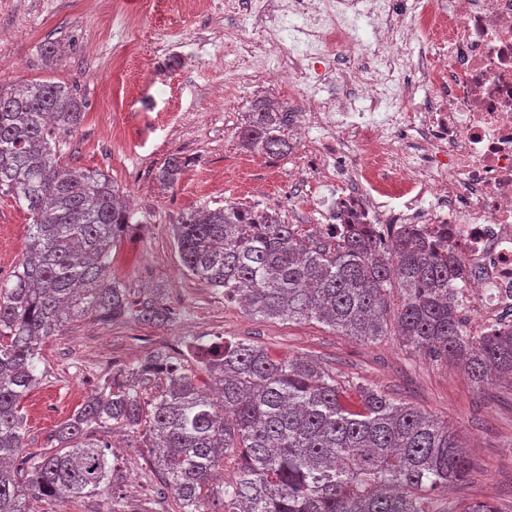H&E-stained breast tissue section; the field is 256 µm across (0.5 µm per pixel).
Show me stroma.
Masks as SVG:
<instances>
[{
    "label": "stroma",
    "instance_id": "35a3bbf8",
    "mask_svg": "<svg viewBox=\"0 0 512 512\" xmlns=\"http://www.w3.org/2000/svg\"><path fill=\"white\" fill-rule=\"evenodd\" d=\"M0 0V84L17 87L39 78L78 90L87 103L81 126L67 138L64 160L111 176L134 197L141 227L112 253L113 279L138 295L165 293L178 312L168 327L93 316L64 327L42 345L44 375L25 397L23 455L45 451L48 438L82 406L103 376L141 362L158 349L181 352L199 368L193 345L217 337L266 347L278 357L308 356L340 379L360 382L448 422L468 448L469 480L438 496V512L493 501L512 512V383L480 388L467 373L403 346L396 336L363 342L314 320H266L226 302L222 292L186 275L174 247L173 224L184 212L228 202L279 211L308 234L312 211L298 205L304 186L294 178L305 145L253 163L237 131L256 99L280 98L288 114L302 112V92L267 82L252 86L256 69H272L282 55L261 43L241 45L234 32L263 25L250 0L210 13L168 0ZM59 43L62 57L45 61L42 48ZM189 164L174 185L158 168L171 154ZM28 213L0 195V282L22 258ZM125 512H177L172 495L148 480L152 457L138 435L126 437L111 458Z\"/></svg>",
    "mask_w": 512,
    "mask_h": 512
}]
</instances>
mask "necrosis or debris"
<instances>
[{"mask_svg":"<svg viewBox=\"0 0 512 512\" xmlns=\"http://www.w3.org/2000/svg\"><path fill=\"white\" fill-rule=\"evenodd\" d=\"M265 3L263 42L288 61L256 81L346 89L300 120L317 232L412 230L459 259L468 334L512 325V0ZM359 99L378 116H356Z\"/></svg>","mask_w":512,"mask_h":512,"instance_id":"necrosis-or-debris-1","label":"necrosis or debris"}]
</instances>
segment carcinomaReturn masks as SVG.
Here are the masks:
<instances>
[{"label": "carcinoma", "instance_id": "obj_1", "mask_svg": "<svg viewBox=\"0 0 512 512\" xmlns=\"http://www.w3.org/2000/svg\"><path fill=\"white\" fill-rule=\"evenodd\" d=\"M85 103L64 84L0 86V193L30 214L23 258L0 283V512H30L43 497L100 495L112 487L107 426L141 435L179 512H208L213 471L233 457L217 491L224 512H435V496L467 480L471 462L449 426L368 385L345 384L311 360L273 356L237 340L202 344V381L168 351L105 379L52 435L56 449L21 454L19 403L40 381L41 344L90 315L166 327L177 312L158 293L133 296L109 276L113 247L139 222L100 172L63 163V139ZM283 113L255 102L238 133L243 148L290 150ZM188 160L165 159L158 180L177 181ZM186 272L263 319L316 320L345 336L388 334L386 297L403 300L397 336L463 367L482 387L512 380V326L463 333L453 281L458 259L405 230L380 248L358 229L302 236L274 210L235 203L183 214L172 229ZM158 378L162 393L139 390Z\"/></svg>", "mask_w": 512, "mask_h": 512}]
</instances>
